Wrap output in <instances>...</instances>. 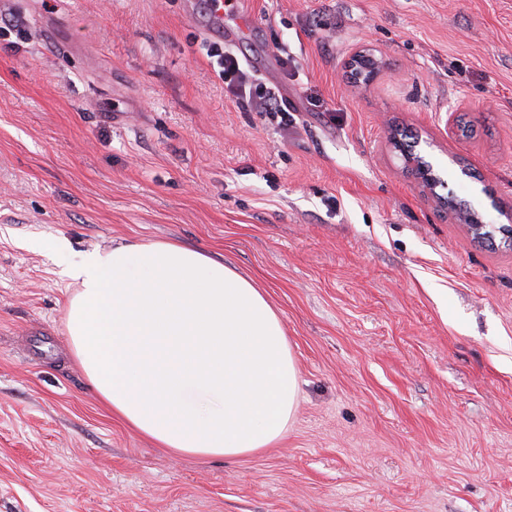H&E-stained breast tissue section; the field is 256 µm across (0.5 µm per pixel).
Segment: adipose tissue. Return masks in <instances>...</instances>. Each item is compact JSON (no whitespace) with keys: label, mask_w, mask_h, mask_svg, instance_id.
Wrapping results in <instances>:
<instances>
[{"label":"adipose tissue","mask_w":512,"mask_h":512,"mask_svg":"<svg viewBox=\"0 0 512 512\" xmlns=\"http://www.w3.org/2000/svg\"><path fill=\"white\" fill-rule=\"evenodd\" d=\"M67 274L70 351L113 414L184 455L234 458L281 438L297 368L251 280L174 241L117 245Z\"/></svg>","instance_id":"obj_1"}]
</instances>
